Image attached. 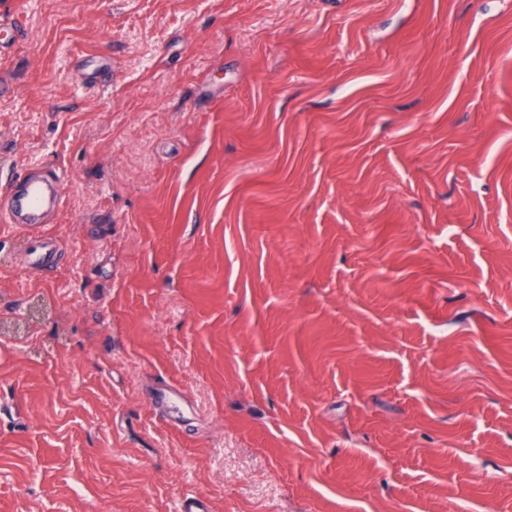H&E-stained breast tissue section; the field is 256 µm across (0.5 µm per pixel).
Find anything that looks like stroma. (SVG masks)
<instances>
[{
    "label": "stroma",
    "instance_id": "obj_1",
    "mask_svg": "<svg viewBox=\"0 0 512 512\" xmlns=\"http://www.w3.org/2000/svg\"><path fill=\"white\" fill-rule=\"evenodd\" d=\"M1 12L0 512H512V0ZM16 184H22L23 189L13 194L10 204L6 207L9 220L2 213L3 222L16 226L25 233V251L29 269L43 271L44 258L48 252L56 248V239L44 233L43 225L38 222L51 211L58 210L62 204V196L52 190L47 184L32 181L26 172H17ZM22 221V222H20ZM151 402L163 419L173 426H179L186 418L188 404L179 390L169 383L162 382L153 388Z\"/></svg>",
    "mask_w": 512,
    "mask_h": 512
}]
</instances>
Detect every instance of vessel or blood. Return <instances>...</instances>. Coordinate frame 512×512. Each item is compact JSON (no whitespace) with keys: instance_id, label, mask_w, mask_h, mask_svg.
Returning a JSON list of instances; mask_svg holds the SVG:
<instances>
[{"instance_id":"1","label":"vessel or blood","mask_w":512,"mask_h":512,"mask_svg":"<svg viewBox=\"0 0 512 512\" xmlns=\"http://www.w3.org/2000/svg\"><path fill=\"white\" fill-rule=\"evenodd\" d=\"M20 192L13 194L7 207L9 222L25 234V251L29 269L40 271L44 258L56 248V239L44 233L41 219L62 204V196L47 184L28 179L26 173H18ZM151 402L163 419L171 425H179L187 414L188 405L179 390L171 384H157L151 394Z\"/></svg>"}]
</instances>
